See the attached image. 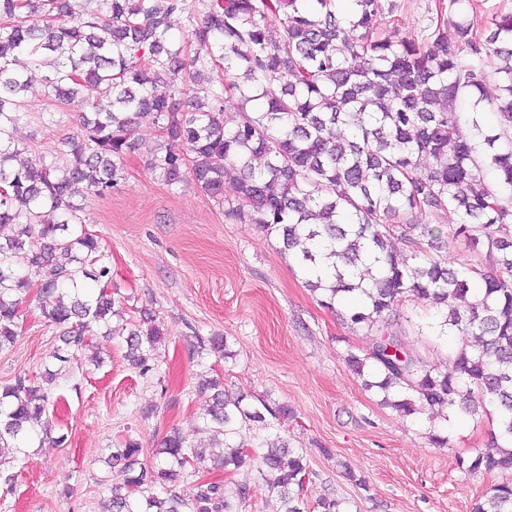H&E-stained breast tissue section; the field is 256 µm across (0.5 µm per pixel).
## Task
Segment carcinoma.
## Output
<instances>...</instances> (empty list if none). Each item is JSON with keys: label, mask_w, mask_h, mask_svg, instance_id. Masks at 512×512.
<instances>
[{"label": "carcinoma", "mask_w": 512, "mask_h": 512, "mask_svg": "<svg viewBox=\"0 0 512 512\" xmlns=\"http://www.w3.org/2000/svg\"><path fill=\"white\" fill-rule=\"evenodd\" d=\"M348 18L336 0H0V351L19 335L20 307L38 288L41 315L61 346L41 381L17 376L0 385V466L50 433L51 386L69 375L89 332L124 336L125 357L152 369L164 337L142 312L130 329L112 296V268L82 224L86 193L104 194L124 177L137 149L133 130L152 125L160 142L144 164L167 186L191 180L225 215L275 235L294 257L321 305L344 306L346 325L376 329L363 354L347 363L382 405L404 417L435 409L491 417L489 449L458 459L468 476L505 475L473 512H512V13L493 14L479 32L464 10L446 13L421 38L376 31L393 0H352ZM201 9L189 36L171 34L176 15ZM279 27L278 40L269 37ZM453 33H448V30ZM223 77L208 76L215 62ZM187 96V108L172 103ZM60 108L79 96L109 108L79 116L80 132L48 158L29 159L18 137L28 99ZM235 101L237 122L224 120ZM498 114V126L482 112ZM472 133L453 137L462 116ZM450 211L442 232L419 214ZM397 239L411 253L392 245ZM482 254L492 266L458 268L448 243ZM410 298L437 310L434 336H472L474 344L440 368L409 347L399 314ZM204 413L210 446L177 431L156 460L140 459L126 439L104 458L125 479L104 512H238L246 483L202 479L183 494L169 483L215 449L226 470L256 465L266 473L277 512H306L309 479L302 453L288 443L252 445L251 426L274 427L284 404L224 392L209 380Z\"/></svg>", "instance_id": "cac0c4a2"}]
</instances>
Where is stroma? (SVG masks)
I'll return each instance as SVG.
<instances>
[{
	"instance_id": "1",
	"label": "stroma",
	"mask_w": 512,
	"mask_h": 512,
	"mask_svg": "<svg viewBox=\"0 0 512 512\" xmlns=\"http://www.w3.org/2000/svg\"><path fill=\"white\" fill-rule=\"evenodd\" d=\"M436 2L396 0V13L382 14L377 28L388 33L397 26L420 37ZM52 108L39 97L28 103L30 122L19 134L31 139L32 158L49 155L76 133L87 105L70 102L60 126L42 122ZM134 138L140 150L128 157L123 180L104 195H87L82 218L109 259L126 319L146 310L162 322L161 360L140 373L125 360L121 337H93L73 360L72 376L58 380L48 410L64 444L47 440L19 456L0 477V512H102L106 485L124 479L121 466L103 462L120 442L137 440L147 461L174 429L189 443L207 446L206 397L198 386L214 376L228 392L288 405L287 418L256 436L285 437L302 450L310 471L304 486L309 512L323 495L342 501L345 512H472L499 477L468 476L457 460L488 448L489 423L464 416L406 419L383 406L380 394L365 390L345 362L348 352L368 348L371 333L350 330L323 307L275 237L229 219L193 185L170 188L157 179L141 160L157 140L153 126L138 127ZM400 311L411 345L429 364L446 366L467 342L419 335V326L435 318L434 308L407 299ZM20 323L14 346L0 352V385L19 375L39 378L58 344L36 296H29ZM218 335L226 337L232 358L199 350V338ZM96 355L102 365H94ZM432 429L447 434V447L429 444ZM228 476L207 459L186 469L177 488L186 494L197 478ZM229 477L253 490L239 512H273L256 470ZM358 477L365 486L355 485Z\"/></svg>"
}]
</instances>
